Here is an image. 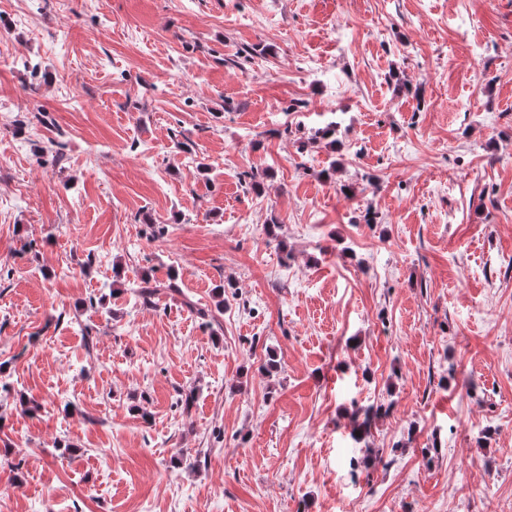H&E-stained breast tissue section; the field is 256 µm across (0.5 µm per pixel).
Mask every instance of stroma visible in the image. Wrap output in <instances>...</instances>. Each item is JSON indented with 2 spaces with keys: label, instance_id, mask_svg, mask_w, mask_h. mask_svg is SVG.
Returning <instances> with one entry per match:
<instances>
[{
  "label": "stroma",
  "instance_id": "1",
  "mask_svg": "<svg viewBox=\"0 0 512 512\" xmlns=\"http://www.w3.org/2000/svg\"><path fill=\"white\" fill-rule=\"evenodd\" d=\"M506 255L512 0H0V512H512Z\"/></svg>",
  "mask_w": 512,
  "mask_h": 512
}]
</instances>
